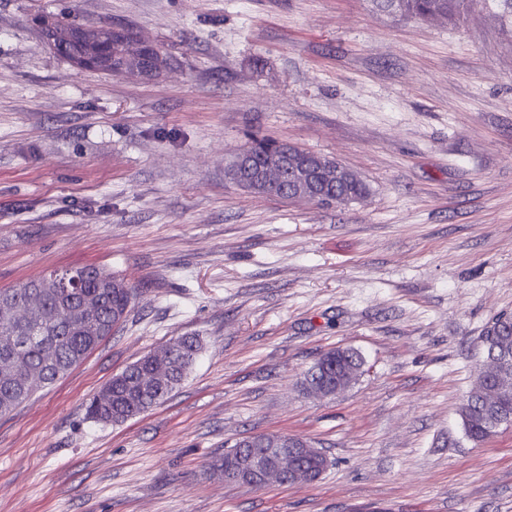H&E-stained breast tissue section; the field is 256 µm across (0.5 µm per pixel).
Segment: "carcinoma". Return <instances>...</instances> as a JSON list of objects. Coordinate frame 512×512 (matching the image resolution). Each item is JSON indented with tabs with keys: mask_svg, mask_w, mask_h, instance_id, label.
Segmentation results:
<instances>
[{
	"mask_svg": "<svg viewBox=\"0 0 512 512\" xmlns=\"http://www.w3.org/2000/svg\"><path fill=\"white\" fill-rule=\"evenodd\" d=\"M463 0H395L394 12L402 17L431 19L453 18ZM131 44L114 40L103 45L101 55L120 61L129 53ZM255 164L276 150L278 141L254 137ZM40 298L24 318L10 319L0 315V416L13 411L30 395L54 384L80 363L104 338L125 321L135 291L119 276L106 270L84 266L70 270H52L8 288H0V304L27 307L32 293ZM90 298L98 304V316L86 319L81 303ZM486 360L496 361L502 353L512 354V318L501 315L492 320L488 335L481 337ZM203 350L198 336H181L167 345L149 352L107 385V396L95 395L87 406L90 418L97 422L121 424L164 401L192 371ZM362 356L351 354L336 362L325 352L307 371L304 381L318 389L336 386V369L346 370ZM496 367L489 365L467 399L459 408L466 436L481 442L493 433L496 416H512V388L500 387ZM295 472L323 474L328 462L309 448H295ZM249 448L232 447L217 458L214 468L219 473L247 465Z\"/></svg>",
	"mask_w": 512,
	"mask_h": 512,
	"instance_id": "carcinoma-1",
	"label": "carcinoma"
}]
</instances>
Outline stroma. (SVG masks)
Wrapping results in <instances>:
<instances>
[{
  "mask_svg": "<svg viewBox=\"0 0 512 512\" xmlns=\"http://www.w3.org/2000/svg\"><path fill=\"white\" fill-rule=\"evenodd\" d=\"M126 25L176 66L77 70L32 18ZM333 158L345 205L244 191L250 135ZM95 266L136 291L125 322L0 417V512H512V427L476 443L458 408L480 336L512 314V13L451 20L375 0H0V288ZM186 335L183 384L118 425L85 405ZM363 373L307 391L318 357ZM262 434L309 440L316 482L225 483ZM238 442L235 445L224 451V455L217 458L213 464L215 470L220 474L224 475V482L231 484H241L238 483L232 476L233 473L225 470H237L241 469L244 465V469L247 467V461L249 459V454L251 453V448H237ZM225 469V470H224Z\"/></svg>",
  "mask_w": 512,
  "mask_h": 512,
  "instance_id": "stroma-1",
  "label": "stroma"
}]
</instances>
